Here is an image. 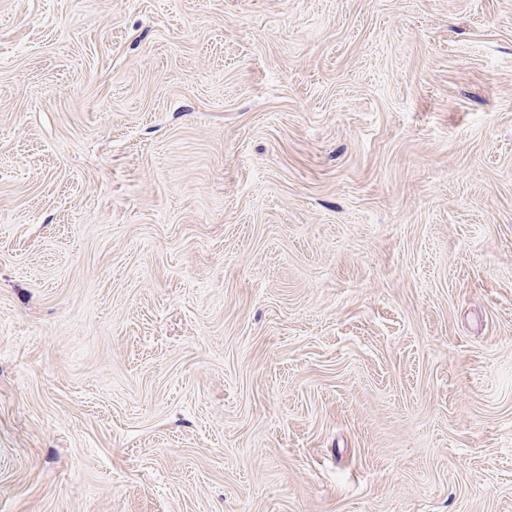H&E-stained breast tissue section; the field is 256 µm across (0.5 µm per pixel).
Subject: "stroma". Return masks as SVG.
I'll list each match as a JSON object with an SVG mask.
<instances>
[{
    "mask_svg": "<svg viewBox=\"0 0 512 512\" xmlns=\"http://www.w3.org/2000/svg\"><path fill=\"white\" fill-rule=\"evenodd\" d=\"M0 512H512V0H0Z\"/></svg>",
    "mask_w": 512,
    "mask_h": 512,
    "instance_id": "stroma-1",
    "label": "stroma"
}]
</instances>
